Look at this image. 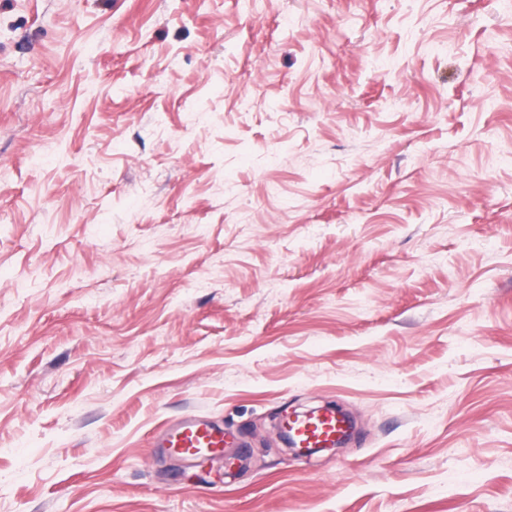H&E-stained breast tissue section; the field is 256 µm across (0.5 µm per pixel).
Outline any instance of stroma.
Segmentation results:
<instances>
[{
	"label": "stroma",
	"instance_id": "1",
	"mask_svg": "<svg viewBox=\"0 0 512 512\" xmlns=\"http://www.w3.org/2000/svg\"><path fill=\"white\" fill-rule=\"evenodd\" d=\"M504 2L0 0V512H512ZM282 425L293 448L332 447L348 430L345 415L334 407L310 414L285 416ZM240 446L235 434L196 416H185L167 425L157 442L163 454L184 460L224 457L231 448Z\"/></svg>",
	"mask_w": 512,
	"mask_h": 512
}]
</instances>
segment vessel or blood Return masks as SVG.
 Listing matches in <instances>:
<instances>
[{"instance_id": "vessel-or-blood-1", "label": "vessel or blood", "mask_w": 512, "mask_h": 512, "mask_svg": "<svg viewBox=\"0 0 512 512\" xmlns=\"http://www.w3.org/2000/svg\"><path fill=\"white\" fill-rule=\"evenodd\" d=\"M283 429L296 448H327L334 446L348 429L344 414L336 408L288 415L282 421ZM157 445L164 454L185 460L220 458L238 447L239 440L232 432L212 424L208 419L186 416L171 423L161 432Z\"/></svg>"}]
</instances>
